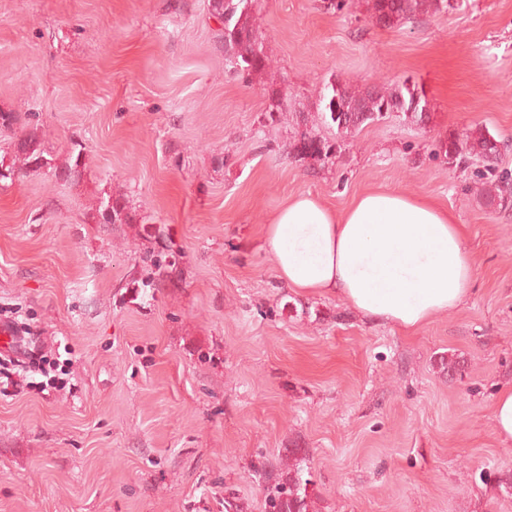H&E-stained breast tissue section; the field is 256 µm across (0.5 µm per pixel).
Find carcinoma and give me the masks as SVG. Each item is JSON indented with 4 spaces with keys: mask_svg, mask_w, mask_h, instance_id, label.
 <instances>
[{
    "mask_svg": "<svg viewBox=\"0 0 512 512\" xmlns=\"http://www.w3.org/2000/svg\"><path fill=\"white\" fill-rule=\"evenodd\" d=\"M256 0H210L212 14L220 19L224 29V48L231 53L235 65L243 75L261 73L268 67V57L263 51L254 15ZM367 11L373 22L384 27H394L413 21L423 15L436 14L453 8L451 0H366ZM325 112L321 118L336 126L343 137L353 136L368 124L388 112L401 111L411 124L422 125L428 119L424 109L426 100L415 90L404 85L398 88H356L343 84L327 87ZM0 131H12L9 162L0 159V181L14 180L21 173L42 168L52 169L56 180L75 182L82 176L84 147L72 149L64 164L58 166L44 155L38 135L33 130L19 128V116L15 112L0 111ZM508 141L501 140L483 128L469 130L460 138L439 142V149L448 162L461 165L471 156L494 164ZM334 145L313 137H303L300 156L318 161L332 155ZM485 201L504 210L512 206V184L507 180L483 189ZM97 224H130L135 220L120 196L107 193L100 197L93 215ZM178 256L160 250L149 254L154 268L153 281L158 285L171 282V273ZM298 448L288 449V455L279 465L264 472L267 482L273 484L277 497L272 499L274 512H312L314 505L307 492L309 481L298 476Z\"/></svg>",
    "mask_w": 512,
    "mask_h": 512,
    "instance_id": "cac0c4a2",
    "label": "carcinoma"
}]
</instances>
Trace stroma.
Here are the masks:
<instances>
[{
	"instance_id": "35a3bbf8",
	"label": "stroma",
	"mask_w": 512,
	"mask_h": 512,
	"mask_svg": "<svg viewBox=\"0 0 512 512\" xmlns=\"http://www.w3.org/2000/svg\"><path fill=\"white\" fill-rule=\"evenodd\" d=\"M269 68L235 72L210 0H0V110L54 163L0 185V319L39 340L0 391V512H266L269 465L304 449L316 512H512V446L491 407L512 387V174L448 164L441 140H512V0L386 28L365 0H258ZM407 84L352 137L323 122L327 84ZM288 121L267 120L271 109ZM335 143L303 159V136ZM448 210L476 260L458 309L407 332L279 280L263 226L290 197L342 211L369 190ZM123 195L129 224L91 219ZM180 255L142 285L150 250ZM458 357L450 375L441 358ZM482 196L486 202L506 210L512 206V184L504 179L500 184L484 188Z\"/></svg>"
}]
</instances>
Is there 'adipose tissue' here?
Returning <instances> with one entry per match:
<instances>
[{
    "label": "adipose tissue",
    "mask_w": 512,
    "mask_h": 512,
    "mask_svg": "<svg viewBox=\"0 0 512 512\" xmlns=\"http://www.w3.org/2000/svg\"><path fill=\"white\" fill-rule=\"evenodd\" d=\"M279 279L328 294L406 331L462 305L474 259L447 211L402 193L369 191L343 213L318 198L289 199L263 228Z\"/></svg>",
    "instance_id": "ef3b65f1"
}]
</instances>
